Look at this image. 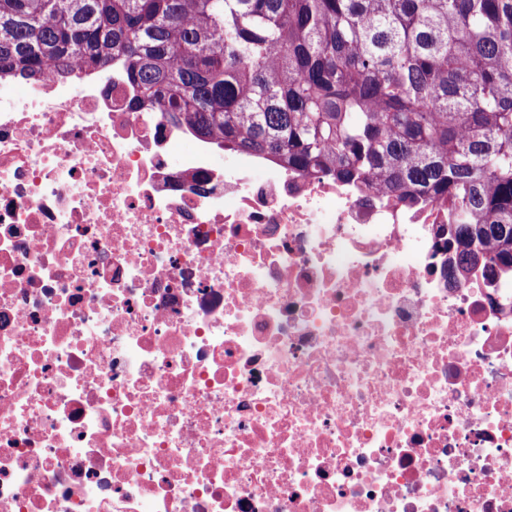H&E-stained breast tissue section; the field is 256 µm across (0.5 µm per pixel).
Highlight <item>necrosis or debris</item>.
<instances>
[{
	"label": "necrosis or debris",
	"mask_w": 512,
	"mask_h": 512,
	"mask_svg": "<svg viewBox=\"0 0 512 512\" xmlns=\"http://www.w3.org/2000/svg\"><path fill=\"white\" fill-rule=\"evenodd\" d=\"M131 101L0 80V512H512V269Z\"/></svg>",
	"instance_id": "1"
}]
</instances>
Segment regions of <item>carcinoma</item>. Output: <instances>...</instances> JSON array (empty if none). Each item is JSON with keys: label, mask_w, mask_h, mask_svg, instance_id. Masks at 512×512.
Masks as SVG:
<instances>
[{"label": "carcinoma", "mask_w": 512, "mask_h": 512, "mask_svg": "<svg viewBox=\"0 0 512 512\" xmlns=\"http://www.w3.org/2000/svg\"><path fill=\"white\" fill-rule=\"evenodd\" d=\"M116 59L222 149L435 204L457 271L512 268V0H0V79Z\"/></svg>", "instance_id": "cac0c4a2"}]
</instances>
